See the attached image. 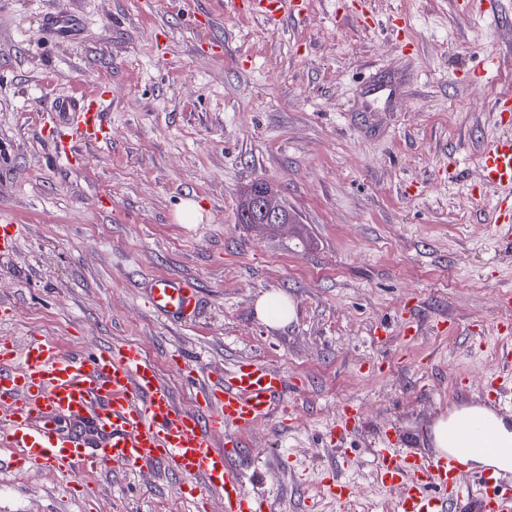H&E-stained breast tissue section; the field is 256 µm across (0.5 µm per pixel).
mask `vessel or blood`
Listing matches in <instances>:
<instances>
[{"instance_id": "1", "label": "vessel or blood", "mask_w": 512, "mask_h": 512, "mask_svg": "<svg viewBox=\"0 0 512 512\" xmlns=\"http://www.w3.org/2000/svg\"><path fill=\"white\" fill-rule=\"evenodd\" d=\"M244 11H256L277 23L298 15L302 0H234ZM82 23L72 12H52L37 31L61 42L79 38ZM104 91L97 86L51 103L57 157L79 154L81 146L106 140ZM482 183L497 196L491 221L512 230V137L487 142L478 156ZM151 308L184 324L198 312L194 284L155 278L148 285ZM285 376L251 358L238 361L219 381L200 392L196 410L180 408L155 367L134 347L109 353L69 355L57 342L32 338L24 347L0 340V445L15 448L4 467H26L57 474H77L119 465L131 471L162 466L203 484L196 494L224 498V512H263L262 499L249 497L242 473L228 456L241 438L282 405ZM486 397L494 405L512 406V375L491 378ZM223 444H216V433ZM397 428L377 438L375 455L383 482L403 484L407 492L397 512H512V489L491 467L463 483L465 466L452 451L425 454L409 447ZM355 486L338 476L326 478L322 493L336 504L350 501Z\"/></svg>"}]
</instances>
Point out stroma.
Here are the masks:
<instances>
[{"label":"stroma","mask_w":512,"mask_h":512,"mask_svg":"<svg viewBox=\"0 0 512 512\" xmlns=\"http://www.w3.org/2000/svg\"><path fill=\"white\" fill-rule=\"evenodd\" d=\"M49 11L78 14L81 39L36 36ZM371 11L365 24L307 0L273 27L230 0H0V219L21 227L0 254V336L68 353L136 345L186 410L197 390L184 367L206 382L242 357L281 371L293 421L276 413L244 437L246 490L271 512H307L335 470L367 512H396L405 488L381 482L375 436L398 427L433 452L440 418L485 406L502 367L494 327L512 320L498 304L512 239L489 221L492 191L471 198L479 151L502 133L494 104L512 96V0ZM478 69L475 93L463 76ZM92 84L109 90L110 138L55 160L46 110ZM257 179L298 223H239ZM186 200L192 224L177 218ZM158 275L198 288L193 323L151 309L143 284ZM274 291L295 307L282 328L255 312ZM411 321L413 343L400 336ZM347 401L363 425L336 441ZM180 483L160 469L7 468L0 512H224Z\"/></svg>","instance_id":"1"}]
</instances>
